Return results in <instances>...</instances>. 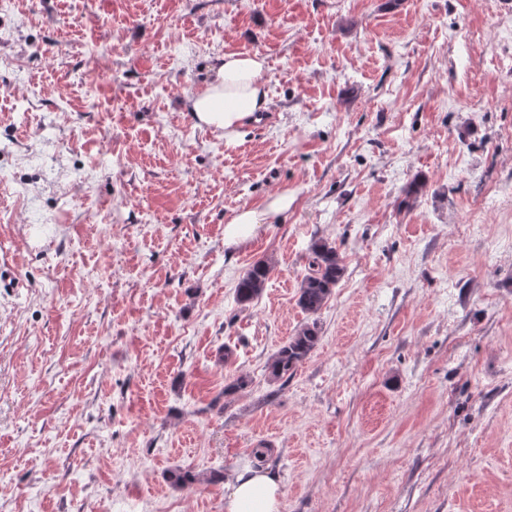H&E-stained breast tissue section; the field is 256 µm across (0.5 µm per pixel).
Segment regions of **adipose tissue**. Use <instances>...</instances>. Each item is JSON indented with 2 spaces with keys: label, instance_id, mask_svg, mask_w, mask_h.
<instances>
[{
  "label": "adipose tissue",
  "instance_id": "ef3b65f1",
  "mask_svg": "<svg viewBox=\"0 0 512 512\" xmlns=\"http://www.w3.org/2000/svg\"><path fill=\"white\" fill-rule=\"evenodd\" d=\"M267 65L256 53H227L216 60L214 79L188 100L189 110L200 127L223 130L234 141L241 127L257 112L268 110ZM293 194L281 191L270 196L263 209L243 208L228 225L226 245L237 244L247 233L270 223L288 211ZM279 484L263 469H246L232 482L226 512H278Z\"/></svg>",
  "mask_w": 512,
  "mask_h": 512
}]
</instances>
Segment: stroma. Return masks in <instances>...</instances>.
<instances>
[{
    "mask_svg": "<svg viewBox=\"0 0 512 512\" xmlns=\"http://www.w3.org/2000/svg\"><path fill=\"white\" fill-rule=\"evenodd\" d=\"M511 41L512 0H8L0 512H225L259 446L279 512H512ZM227 52L264 56L271 100L230 144L186 107ZM317 237L346 272L312 317ZM294 200V195L284 190L270 196L262 210L241 208L228 222L224 243L228 246L236 245L247 233L257 230L261 224H268L278 215L288 211ZM273 267L271 259L259 260L249 266L235 288L236 300L239 304H248L262 295ZM320 340L316 320L301 325L288 341L267 360L265 372L270 383H285L314 350ZM167 479L177 488H189L196 484H215L224 480V474L213 471L209 474L196 473L190 468H176L169 472Z\"/></svg>",
    "mask_w": 512,
    "mask_h": 512,
    "instance_id": "obj_1",
    "label": "stroma"
}]
</instances>
